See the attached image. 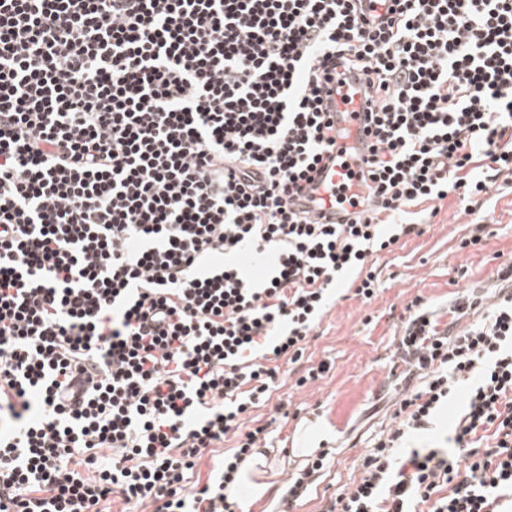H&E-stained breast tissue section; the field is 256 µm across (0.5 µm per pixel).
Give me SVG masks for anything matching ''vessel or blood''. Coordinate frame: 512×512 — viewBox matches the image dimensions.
Listing matches in <instances>:
<instances>
[{
  "label": "vessel or blood",
  "instance_id": "1",
  "mask_svg": "<svg viewBox=\"0 0 512 512\" xmlns=\"http://www.w3.org/2000/svg\"><path fill=\"white\" fill-rule=\"evenodd\" d=\"M364 101V89L357 81L342 84L334 94V123L349 135L337 139L334 158L322 161L310 186L293 197V210L323 224H345L371 201L372 192L364 180L370 159L369 142L361 133Z\"/></svg>",
  "mask_w": 512,
  "mask_h": 512
}]
</instances>
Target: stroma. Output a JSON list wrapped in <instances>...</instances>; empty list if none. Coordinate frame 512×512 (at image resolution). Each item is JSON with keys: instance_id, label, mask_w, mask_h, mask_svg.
<instances>
[{"instance_id": "obj_1", "label": "stroma", "mask_w": 512, "mask_h": 512, "mask_svg": "<svg viewBox=\"0 0 512 512\" xmlns=\"http://www.w3.org/2000/svg\"><path fill=\"white\" fill-rule=\"evenodd\" d=\"M485 223L482 248H461L473 227ZM512 263V189L492 187L480 213L468 216L456 198L443 201L422 235L401 238L377 260L382 286L363 302L340 288L315 330L308 356L332 368L314 385L299 389L281 372L272 403L259 409L274 445L266 449L262 497L245 492L248 512H322L326 501L359 475L360 458L373 438L393 424L385 398L403 366L396 357L405 308L415 298L438 312L472 290L489 288L500 265ZM327 455L319 480L297 501L285 499V479L303 467L307 449Z\"/></svg>"}]
</instances>
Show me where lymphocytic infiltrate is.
Returning a JSON list of instances; mask_svg holds the SVG:
<instances>
[{
    "instance_id": "lymphocytic-infiltrate-1",
    "label": "lymphocytic infiltrate",
    "mask_w": 512,
    "mask_h": 512,
    "mask_svg": "<svg viewBox=\"0 0 512 512\" xmlns=\"http://www.w3.org/2000/svg\"><path fill=\"white\" fill-rule=\"evenodd\" d=\"M348 73L375 200L319 224L288 199ZM499 182L512 0H0V512H235L253 413L335 288L371 300L376 256L423 233L410 208L469 215ZM496 283L475 324L473 295L447 324L410 304L398 354L425 384L326 512H506L511 263ZM462 384L451 445L404 450Z\"/></svg>"
}]
</instances>
